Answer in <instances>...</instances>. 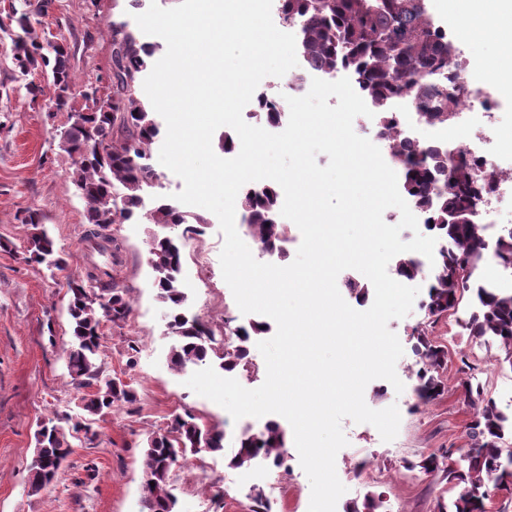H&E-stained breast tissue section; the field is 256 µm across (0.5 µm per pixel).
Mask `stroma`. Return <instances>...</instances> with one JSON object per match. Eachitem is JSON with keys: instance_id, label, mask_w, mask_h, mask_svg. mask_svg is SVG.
Returning <instances> with one entry per match:
<instances>
[{"instance_id": "1", "label": "stroma", "mask_w": 512, "mask_h": 512, "mask_svg": "<svg viewBox=\"0 0 512 512\" xmlns=\"http://www.w3.org/2000/svg\"><path fill=\"white\" fill-rule=\"evenodd\" d=\"M38 3L0 0V43L12 44L2 30L9 9L28 13L67 40L75 77L71 108H83L86 93L110 95L111 24L132 22L135 8L128 0H52L41 15ZM30 81L43 87L38 100L27 93ZM53 97L46 77H21L11 55L0 56V512H139L146 438L167 431L174 417L188 413L219 424L224 449L190 455L172 466L177 512H254L260 504L266 512H308L311 486L294 442H287L281 466L229 467L241 433L263 427V419L233 420L223 407L187 386L195 366L171 369L168 353L174 339L165 333L166 308L156 298L149 263V241L162 233V226L148 223L142 214L109 225L106 233L120 252L116 267L109 254L89 248L85 203L70 178L74 159L59 147L67 114L54 109ZM32 210L46 215L69 279H85L98 266L112 269L120 286L129 289L132 314L127 322L103 324L101 360L106 375L130 384L136 395L135 402L94 421V443L72 440V453L57 480L33 496L27 486L37 425L55 412L76 414L79 392L65 366L71 342L68 279L52 278L44 265L29 261L27 227L20 219ZM187 212L205 218L193 242L206 245L211 258L201 281H192L190 268L182 270V279L192 282L187 307L235 330L244 320L222 277L218 219L197 206ZM471 311L467 301L456 313L432 320L416 305L408 316L389 322L404 349L396 363L404 390L396 392L388 381L376 379L367 385L364 399L376 410L397 405L399 432L385 442L374 426L343 421L348 444L336 456V473L346 492L336 512H354L370 495L382 496V512H439L448 505L453 493L447 480L421 472L417 464L447 450L458 458L468 448L466 426L473 410L462 394L461 379L481 384L505 414H512V365L503 363L496 340L471 336L464 326ZM420 329L447 353L440 372L445 389L421 408L415 405ZM189 468L201 474L199 483L183 481ZM257 493L262 496L258 503L253 500Z\"/></svg>"}]
</instances>
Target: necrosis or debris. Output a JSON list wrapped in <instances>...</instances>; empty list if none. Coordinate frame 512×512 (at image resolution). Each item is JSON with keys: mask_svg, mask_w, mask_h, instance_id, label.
Wrapping results in <instances>:
<instances>
[{"mask_svg": "<svg viewBox=\"0 0 512 512\" xmlns=\"http://www.w3.org/2000/svg\"><path fill=\"white\" fill-rule=\"evenodd\" d=\"M436 32L452 43L456 59L450 70L432 78L435 87L460 95L458 112L450 125L417 124L406 126L409 139L417 144H439L449 151L463 152L469 162L487 174L489 186L483 194L479 221L496 228L499 204L512 199V133L506 132L500 119L512 110V100L499 89L473 75V60L467 46L458 40L456 29L435 20Z\"/></svg>", "mask_w": 512, "mask_h": 512, "instance_id": "obj_1", "label": "necrosis or debris"}]
</instances>
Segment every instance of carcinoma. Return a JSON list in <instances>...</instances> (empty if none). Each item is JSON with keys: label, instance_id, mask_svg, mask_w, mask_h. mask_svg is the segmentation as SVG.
I'll return each mask as SVG.
<instances>
[{"label": "carcinoma", "instance_id": "obj_1", "mask_svg": "<svg viewBox=\"0 0 512 512\" xmlns=\"http://www.w3.org/2000/svg\"><path fill=\"white\" fill-rule=\"evenodd\" d=\"M281 14L287 25L300 26L299 55L305 65L330 75L339 69L353 74L357 93L371 103L379 128L383 130L391 163L401 172V187L415 207L426 212L425 229L440 243L439 257L429 272L424 307L429 317H439L458 309L465 293L472 292L476 309L467 323L471 335L491 336L504 351V361L512 365V292L474 279L480 265L493 259L512 268V230L490 242L484 226L473 215L474 199L485 189L480 176L461 159L439 145L418 146L402 131L390 103L410 96L419 108L420 121L446 125L455 117L458 100L430 82L432 75L447 68L455 50L433 30V21L420 7V0H281ZM20 33L14 39L16 70L28 76L43 73L51 78L61 109L68 105L72 88L71 55L64 43L52 52L43 50L47 34L23 13L16 18ZM156 47L140 41L125 22L112 23V98L88 96L89 104L71 110L69 121L60 132V148L75 157L72 181L87 206L85 241L112 238L101 233L115 223L126 221L141 205V192L152 181L150 170L141 160L159 133L154 111L138 95L141 73L151 64ZM281 195L273 184L242 191L239 206L250 233L265 248L280 251L288 227L277 222ZM151 224L182 228L179 239L159 238L150 246L157 297L165 304L177 344L169 353L171 368L183 370L189 364L210 363L231 373L246 363L253 337L265 334L264 322L241 327L239 345L228 349L222 338L186 312V292L179 279L184 241L199 232V225L187 222L185 215L168 203H160L146 214ZM29 229V260L58 269L64 264L57 256L55 241L37 212L23 220ZM397 275L417 279L422 263L408 253L395 265ZM107 270L94 269L86 279L67 281L70 294L72 344L67 350L66 367L78 389L87 393L81 409L91 416H102L135 400V393L121 380L102 377L101 328L107 317L126 319L132 312L129 289L112 286ZM108 295L107 304L92 298L95 290ZM416 352L424 361L418 369L415 407L440 396L444 389L439 370L447 353L432 344L425 331L417 333ZM464 397L474 414L467 424L470 447L456 465H445V455L431 454L418 467L426 473L442 471L456 495L448 512H485L490 489H512V418L502 413L493 399L484 395L481 385L463 382ZM84 432L93 440L87 423L65 428L54 418L40 422L35 433L36 448L43 464L30 465L29 493L36 495L57 480L63 463L71 454L68 435ZM224 430L201 423L192 415L175 417L170 429L152 435L142 459V469L151 478L141 486L140 512H176L177 498L170 488V469L187 454L220 452ZM285 431L276 421L268 422L261 434L242 433L231 466L248 469L260 460L283 464Z\"/></svg>", "mask_w": 512, "mask_h": 512}]
</instances>
